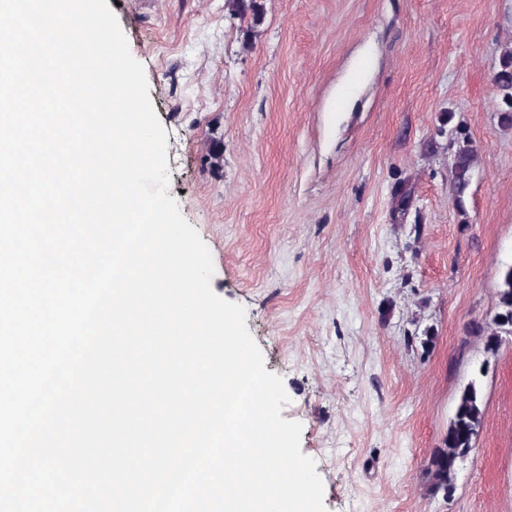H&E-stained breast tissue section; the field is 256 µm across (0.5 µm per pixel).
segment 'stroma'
Listing matches in <instances>:
<instances>
[{
    "instance_id": "1",
    "label": "stroma",
    "mask_w": 512,
    "mask_h": 512,
    "mask_svg": "<svg viewBox=\"0 0 512 512\" xmlns=\"http://www.w3.org/2000/svg\"><path fill=\"white\" fill-rule=\"evenodd\" d=\"M259 2L257 23L225 0H107L211 287L245 308L281 377L327 512H512V336L492 353L467 333L491 320L512 264V128L492 82L512 0ZM444 112L478 148L461 205ZM477 373L483 428L449 496L426 495Z\"/></svg>"
}]
</instances>
